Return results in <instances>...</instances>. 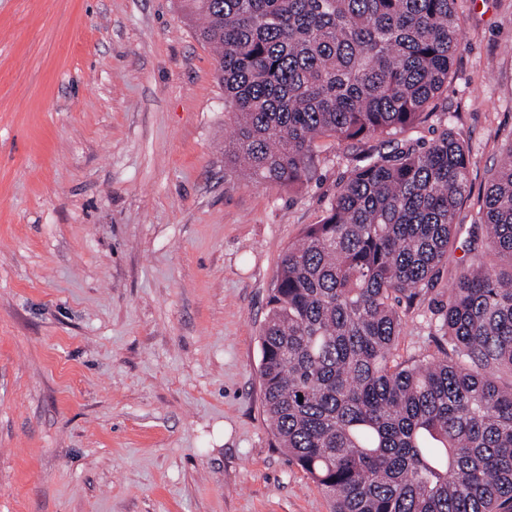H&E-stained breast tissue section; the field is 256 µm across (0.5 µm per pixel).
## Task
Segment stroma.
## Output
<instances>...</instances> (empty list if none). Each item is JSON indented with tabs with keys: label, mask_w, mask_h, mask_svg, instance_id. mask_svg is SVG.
Masks as SVG:
<instances>
[{
	"label": "stroma",
	"mask_w": 512,
	"mask_h": 512,
	"mask_svg": "<svg viewBox=\"0 0 512 512\" xmlns=\"http://www.w3.org/2000/svg\"><path fill=\"white\" fill-rule=\"evenodd\" d=\"M406 136L470 146L467 224L512 140V0ZM210 47L178 0H0V512H330L274 442L259 336L282 256L357 143L291 188L224 172ZM440 278L397 361L433 350Z\"/></svg>",
	"instance_id": "stroma-1"
}]
</instances>
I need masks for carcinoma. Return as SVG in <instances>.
<instances>
[{"label": "carcinoma", "mask_w": 512, "mask_h": 512, "mask_svg": "<svg viewBox=\"0 0 512 512\" xmlns=\"http://www.w3.org/2000/svg\"><path fill=\"white\" fill-rule=\"evenodd\" d=\"M456 3L181 0L235 125L224 165L290 188L314 176L320 139L425 122L459 49ZM469 189V148L450 129L366 153L281 259L259 336L263 403L331 512H512V144L435 351L395 361L401 309L444 271Z\"/></svg>", "instance_id": "obj_1"}]
</instances>
